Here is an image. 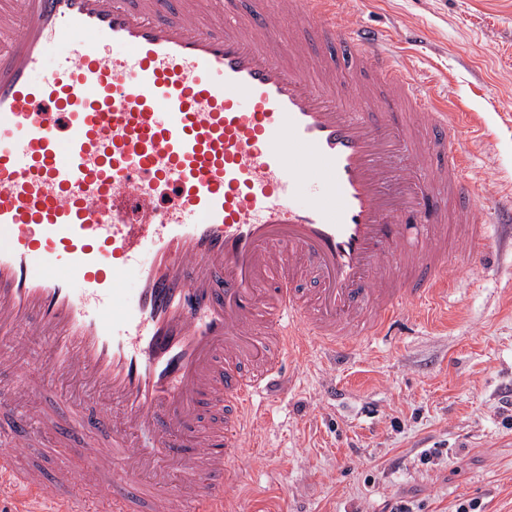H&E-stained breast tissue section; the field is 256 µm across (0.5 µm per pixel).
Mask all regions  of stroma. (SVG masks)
<instances>
[{"label":"stroma","instance_id":"obj_1","mask_svg":"<svg viewBox=\"0 0 512 512\" xmlns=\"http://www.w3.org/2000/svg\"><path fill=\"white\" fill-rule=\"evenodd\" d=\"M345 14L409 42L407 65L435 77L449 107L478 112L492 135L454 127L483 208L512 181V0H349ZM440 311L405 312L392 336L352 339L335 368L309 341L297 386L264 402L233 492L240 512H452L461 499L512 512V255L452 258ZM346 398L331 402L329 385Z\"/></svg>","mask_w":512,"mask_h":512}]
</instances>
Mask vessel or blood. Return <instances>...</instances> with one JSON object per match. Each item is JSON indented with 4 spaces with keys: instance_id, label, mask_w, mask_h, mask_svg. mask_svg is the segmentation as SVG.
Listing matches in <instances>:
<instances>
[{
    "instance_id": "vessel-or-blood-1",
    "label": "vessel or blood",
    "mask_w": 512,
    "mask_h": 512,
    "mask_svg": "<svg viewBox=\"0 0 512 512\" xmlns=\"http://www.w3.org/2000/svg\"><path fill=\"white\" fill-rule=\"evenodd\" d=\"M341 4L0 0V336L51 353L0 357L11 512H238L308 337L346 362L512 241V188L475 221L446 101ZM66 380L93 405L37 407ZM13 342H20L26 345L27 355L22 359V361L27 364L34 373H37L45 359L44 349L41 342L35 336H17L12 340H6L3 343L0 338V350H8L9 346Z\"/></svg>"
}]
</instances>
